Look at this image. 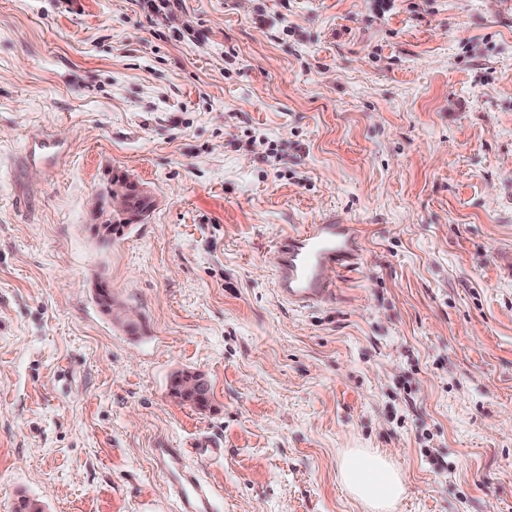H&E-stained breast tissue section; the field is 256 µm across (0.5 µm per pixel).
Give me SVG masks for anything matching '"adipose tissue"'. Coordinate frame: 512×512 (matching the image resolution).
Masks as SVG:
<instances>
[{"mask_svg":"<svg viewBox=\"0 0 512 512\" xmlns=\"http://www.w3.org/2000/svg\"><path fill=\"white\" fill-rule=\"evenodd\" d=\"M340 478L367 512H393L405 491L404 475L390 458L358 449L344 457Z\"/></svg>","mask_w":512,"mask_h":512,"instance_id":"1","label":"adipose tissue"}]
</instances>
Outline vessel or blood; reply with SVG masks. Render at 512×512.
Segmentation results:
<instances>
[{
	"label": "vessel or blood",
	"instance_id": "obj_1",
	"mask_svg": "<svg viewBox=\"0 0 512 512\" xmlns=\"http://www.w3.org/2000/svg\"><path fill=\"white\" fill-rule=\"evenodd\" d=\"M64 144L61 134L39 130L28 136L27 154L31 162L51 169ZM360 239L357 225L332 220L280 235L269 250L278 297L296 309L332 301L336 283L325 271L357 270L361 260ZM154 455L176 489L179 512H213L211 488L203 482L198 470L188 466L184 451L158 448Z\"/></svg>",
	"mask_w": 512,
	"mask_h": 512
}]
</instances>
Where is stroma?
<instances>
[{"instance_id":"stroma-1","label":"stroma","mask_w":512,"mask_h":512,"mask_svg":"<svg viewBox=\"0 0 512 512\" xmlns=\"http://www.w3.org/2000/svg\"><path fill=\"white\" fill-rule=\"evenodd\" d=\"M175 12L0 0V512H173L153 451L201 438L213 512H364L353 448L403 470L396 512H512V7ZM117 176L154 197L130 228L92 208ZM331 217L362 263L289 308L266 254ZM27 154L33 163L55 167L65 139L61 134L37 130L27 137ZM181 372L172 375L169 390L172 396L180 399L179 394L176 392V379ZM179 393L184 400L198 405V401L202 400L204 395H207L209 386L207 381L199 374L196 373H183L178 377Z\"/></svg>"}]
</instances>
